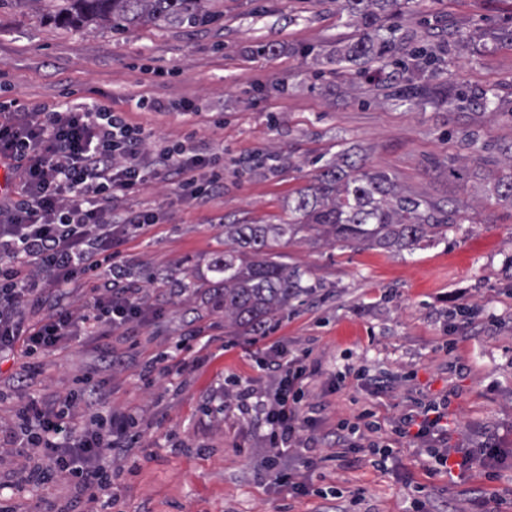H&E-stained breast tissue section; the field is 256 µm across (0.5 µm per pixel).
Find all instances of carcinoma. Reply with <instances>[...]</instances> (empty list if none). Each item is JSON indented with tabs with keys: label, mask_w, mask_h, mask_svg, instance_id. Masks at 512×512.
<instances>
[{
	"label": "carcinoma",
	"mask_w": 512,
	"mask_h": 512,
	"mask_svg": "<svg viewBox=\"0 0 512 512\" xmlns=\"http://www.w3.org/2000/svg\"><path fill=\"white\" fill-rule=\"evenodd\" d=\"M58 24L80 28L106 24L129 29L141 24L158 27H195L218 22L221 14L211 0H48ZM410 0H341L340 9L361 27L343 59L367 70L390 61L397 29L382 19L402 13ZM399 101H474L495 111L494 95L480 96L460 90L449 82L422 86L406 85L395 91ZM507 173L492 187L496 198L512 204V144L500 149ZM349 147L320 167L315 183L298 189L288 202L294 217L283 224L224 225V254L213 260V279L199 285L182 282L185 292L201 287L208 292L213 311L224 314L237 329L260 334L288 302L312 286L304 284L305 272L280 260L275 248L303 232L315 231L346 244L390 250H415L444 238L448 228L459 223L453 203L440 206L398 189L384 171L370 172Z\"/></svg>",
	"instance_id": "1"
}]
</instances>
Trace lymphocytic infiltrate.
I'll return each instance as SVG.
<instances>
[{
  "instance_id": "obj_1",
  "label": "lymphocytic infiltrate",
  "mask_w": 512,
  "mask_h": 512,
  "mask_svg": "<svg viewBox=\"0 0 512 512\" xmlns=\"http://www.w3.org/2000/svg\"><path fill=\"white\" fill-rule=\"evenodd\" d=\"M148 135L125 113L101 103L29 109L0 102V161L18 178L14 194L0 198V353L21 347L30 374L60 344L114 332L136 336L160 309L143 300L142 285L125 273L122 244L157 224L153 211L121 209L122 198L138 194L153 179L171 181L179 199L202 207L224 182V151L192 139L146 150ZM85 292L81 312L68 304L72 289ZM53 293L52 312L27 322L24 309H37ZM274 385L236 393L239 405L257 398L267 426L266 474L288 492L327 498L312 490L286 457L303 456L314 442L312 419L302 403L309 369L301 359H273ZM87 415L77 420L74 409ZM448 401L417 403L403 414L397 438L423 444L428 469L448 473ZM137 417L112 410L103 381L87 376L55 403L28 395L15 414L11 439L26 449L25 483L56 479L75 483L90 512H115V491L127 453L141 433Z\"/></svg>"
}]
</instances>
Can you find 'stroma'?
Masks as SVG:
<instances>
[{
	"label": "stroma",
	"mask_w": 512,
	"mask_h": 512,
	"mask_svg": "<svg viewBox=\"0 0 512 512\" xmlns=\"http://www.w3.org/2000/svg\"><path fill=\"white\" fill-rule=\"evenodd\" d=\"M212 8L222 14L212 25L115 31L66 28L33 0H0V101L106 102L150 131L151 144L191 134L224 146V184L207 207L181 202L161 180L120 202L159 215L122 246L145 302L164 310L138 346L118 333L67 342L33 377L21 353L0 355V496L14 512H33L41 496L59 512L84 508L66 480L11 492L22 459L10 434L22 397H62L90 375L106 381L112 408L135 414L143 431L118 482L122 512H411L417 495L428 512H483L482 499H512V205L488 194L501 171L499 150L512 144V41L499 36L512 29V0H410L399 20L442 48V79L495 91L503 104L496 112L396 102L397 82L431 80L409 61L406 44L397 55L408 69L396 79L339 63L357 33L337 0H214ZM265 43L274 53H256ZM144 89L223 113L224 125L139 111L133 97ZM465 130L476 133L481 161H467ZM347 145L403 191L461 204L460 224L412 252L313 232L281 244L282 261L304 270L312 291L276 316L264 338L240 333L201 296L169 292L170 284L209 276L224 252L225 221H287L288 199L312 183L317 161ZM194 325L223 338L224 354L144 386V364ZM276 347L315 369L305 405L317 420L316 462L303 474L341 498L288 494L260 468L265 424L258 406L238 410L235 390L240 381L272 383L260 365ZM443 396L449 446L496 447L494 476L475 466L451 481L426 470L421 448L409 443L393 444L378 468L368 449L336 440L338 424L369 407L380 416L374 440L393 443L415 402Z\"/></svg>",
	"instance_id": "stroma-1"
}]
</instances>
